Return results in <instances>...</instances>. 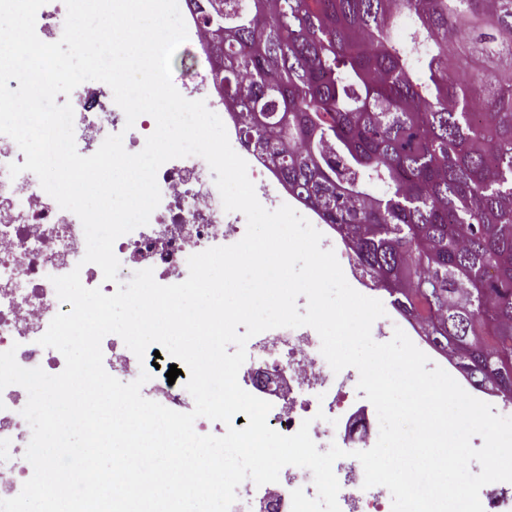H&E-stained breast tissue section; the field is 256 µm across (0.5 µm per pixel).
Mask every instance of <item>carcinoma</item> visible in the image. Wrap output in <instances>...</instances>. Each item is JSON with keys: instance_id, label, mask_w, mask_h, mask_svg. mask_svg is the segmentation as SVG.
I'll use <instances>...</instances> for the list:
<instances>
[{"instance_id": "1", "label": "carcinoma", "mask_w": 512, "mask_h": 512, "mask_svg": "<svg viewBox=\"0 0 512 512\" xmlns=\"http://www.w3.org/2000/svg\"><path fill=\"white\" fill-rule=\"evenodd\" d=\"M204 4L241 143L512 395V0Z\"/></svg>"}]
</instances>
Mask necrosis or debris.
Instances as JSON below:
<instances>
[{"instance_id":"obj_1","label":"necrosis or debris","mask_w":512,"mask_h":512,"mask_svg":"<svg viewBox=\"0 0 512 512\" xmlns=\"http://www.w3.org/2000/svg\"><path fill=\"white\" fill-rule=\"evenodd\" d=\"M72 107L79 154H93L107 136L117 133L122 134L128 152L143 149L144 138L124 133L125 115L107 84H80L74 90ZM24 161L16 142L0 135V352L15 350L22 367H39L56 375L65 367L63 355L40 346L38 340L54 316L71 311L72 306L58 299L52 277L76 269L85 287L101 288L108 295L117 285L104 281L97 265L83 264L86 242L78 216L61 209L34 173L10 177L9 164ZM214 179L207 162L197 156L163 164L157 173L161 202L148 224L114 244L121 265L153 269L159 284H176L188 276L190 255L241 240L246 217L224 210ZM247 346L248 362L240 368L238 380L249 391L272 397L268 423L281 434L291 435L307 420L314 442L328 437L329 428L316 414L332 416L343 407L347 387L359 379L357 369L333 371L321 353L318 333L308 326L267 330L249 339ZM26 402L27 393L21 386L0 391V499L14 497L33 473L24 457L32 435L21 414ZM343 425L350 438V454L334 464L342 506L347 512H384L389 490L364 488V470L355 457L356 452L375 445L377 413L355 411ZM298 488L315 496L313 475L308 469L287 466L278 482L258 487L247 480L236 493L257 495L259 512H292L291 493Z\"/></svg>"}]
</instances>
